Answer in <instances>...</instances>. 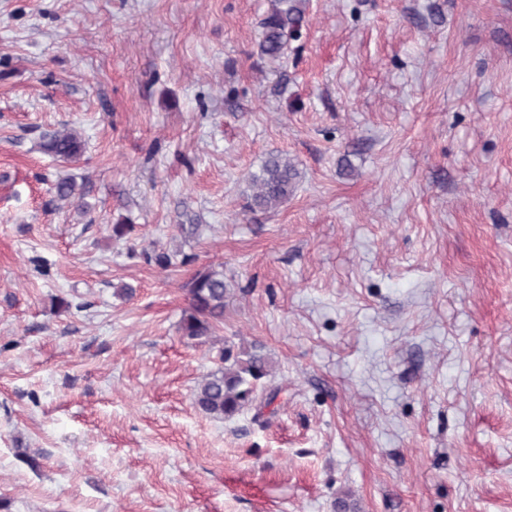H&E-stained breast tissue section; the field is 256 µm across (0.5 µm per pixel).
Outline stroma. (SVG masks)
<instances>
[{"instance_id": "obj_1", "label": "stroma", "mask_w": 512, "mask_h": 512, "mask_svg": "<svg viewBox=\"0 0 512 512\" xmlns=\"http://www.w3.org/2000/svg\"><path fill=\"white\" fill-rule=\"evenodd\" d=\"M274 3L0 0V512H512V0H308L272 61ZM273 152L302 178L247 211ZM228 340L272 411L195 407ZM307 0H277L272 12L262 22L258 43L261 56L280 59L288 42L302 36ZM44 152L64 161H77L83 153V143L78 134L68 128L46 131L41 135ZM143 257L147 264H153L163 270L178 266H189L195 261L193 254L185 253L181 249H175L174 251L153 249L152 251H144ZM188 307L184 310L179 330L191 340L206 342L216 323L224 320V306L230 288L224 283V272L198 270L187 283Z\"/></svg>"}]
</instances>
